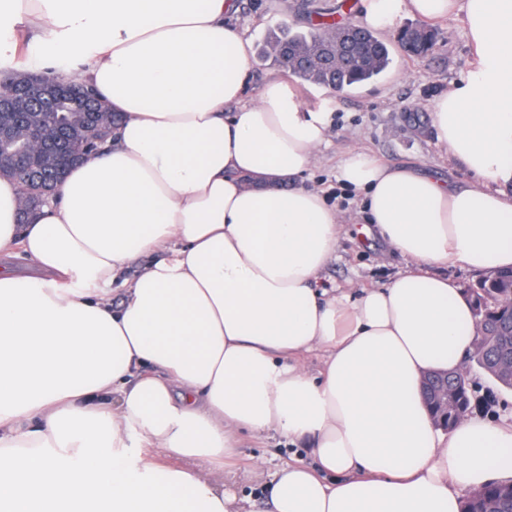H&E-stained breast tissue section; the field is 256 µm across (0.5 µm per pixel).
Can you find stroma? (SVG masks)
<instances>
[{"mask_svg":"<svg viewBox=\"0 0 512 512\" xmlns=\"http://www.w3.org/2000/svg\"><path fill=\"white\" fill-rule=\"evenodd\" d=\"M301 0H240L234 22L253 50H260L279 25L290 21L306 29ZM421 18L400 13L393 23L378 27V35L394 47L391 69L377 81L338 93L282 75L267 62H256L248 81L245 103L258 101L263 85L282 78L315 112H328L332 124L329 144L317 166L306 174L303 186L321 191L342 210L343 228L336 256L322 275L327 288H375L388 284L407 270L406 257L380 238L361 234L363 196L338 177V167L352 149L362 150L383 163L413 166L424 175L448 183H475L479 177L454 159L437 139L432 121L436 99L457 86L473 68L474 58L466 36L465 14L431 22L437 44L427 56H407L396 46L399 32L421 25ZM42 47L35 34L17 40L13 29L0 28V71L30 67ZM474 397L471 413L496 422L512 423V390L500 387L480 369L471 368ZM304 449L294 447L276 433L257 439L242 435L241 446L230 462L238 476V496L250 498L256 512H265L268 489L276 472L291 459H306Z\"/></svg>","mask_w":512,"mask_h":512,"instance_id":"obj_1","label":"stroma"}]
</instances>
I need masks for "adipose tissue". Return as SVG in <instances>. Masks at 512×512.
I'll list each match as a JSON object with an SVG mask.
<instances>
[{"label":"adipose tissue","instance_id":"obj_1","mask_svg":"<svg viewBox=\"0 0 512 512\" xmlns=\"http://www.w3.org/2000/svg\"><path fill=\"white\" fill-rule=\"evenodd\" d=\"M466 16L469 76L434 109L439 141L480 184H448L350 151L340 178L413 267L360 295L321 284L342 216L298 186L327 115L266 83L236 0H12L0 26L37 29L57 72L122 118L20 222L0 178V512H239L215 472L241 433L276 431L271 512H460L461 492L512 482V424L436 427L421 381L474 340L469 303L437 265L512 266V0H368ZM147 258L133 277L124 272ZM320 354L321 366L307 361Z\"/></svg>","mask_w":512,"mask_h":512}]
</instances>
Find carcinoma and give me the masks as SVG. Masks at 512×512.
I'll use <instances>...</instances> for the list:
<instances>
[{
    "label": "carcinoma",
    "mask_w": 512,
    "mask_h": 512,
    "mask_svg": "<svg viewBox=\"0 0 512 512\" xmlns=\"http://www.w3.org/2000/svg\"><path fill=\"white\" fill-rule=\"evenodd\" d=\"M346 26L355 32L352 60L347 63L330 62L335 52V40L339 39V28ZM409 39L399 40L404 53L421 56L414 51L409 40L432 49L435 44L434 32L426 27L407 29ZM263 59L278 69L319 87H334L339 90L370 83L385 73L393 63L389 45L369 28L355 24L332 25L321 22L309 30L290 27L274 34L260 51ZM30 70L19 68L7 74L8 82L0 90V132L6 133L19 145L27 149L30 163L35 166L34 174L48 173L63 181L72 168L70 155L83 148L90 137L86 112L74 108H62L49 100L39 102L27 96L26 83ZM104 125L95 135L91 150L95 151L112 132L115 115L101 107ZM41 128L49 135L64 140L68 150L48 153L34 142L31 132ZM508 292L497 275L485 278L484 288L479 295L499 299ZM477 329L475 344L485 350V356L474 359V364L498 385L512 389V375L502 371L495 364L499 355H512V324L508 318H489L475 321ZM461 512H512V485L491 484L472 492L464 502Z\"/></svg>",
    "instance_id": "obj_1"
}]
</instances>
